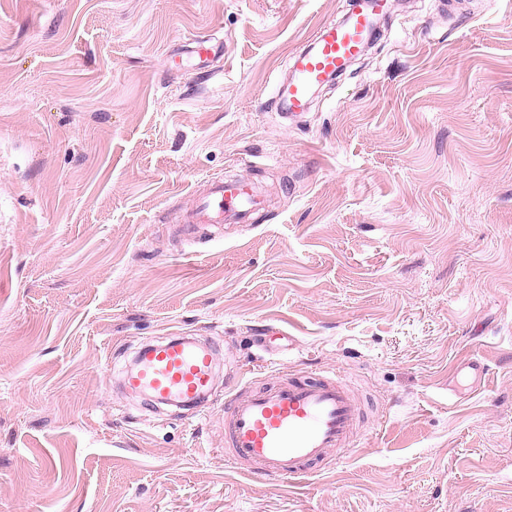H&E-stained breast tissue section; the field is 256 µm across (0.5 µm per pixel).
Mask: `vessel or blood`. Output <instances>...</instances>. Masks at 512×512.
I'll use <instances>...</instances> for the list:
<instances>
[{
	"mask_svg": "<svg viewBox=\"0 0 512 512\" xmlns=\"http://www.w3.org/2000/svg\"><path fill=\"white\" fill-rule=\"evenodd\" d=\"M389 0H354L342 20L320 24L307 46L292 56L293 75L275 91L289 116L304 114L310 96L338 76L365 50ZM264 207L253 185L213 177L181 221L242 223ZM215 350L184 338L145 346L127 370L128 390L161 404L193 406L212 388ZM361 403L340 374L318 379L289 375L224 404V455L254 477L298 479L344 457L352 448Z\"/></svg>",
	"mask_w": 512,
	"mask_h": 512,
	"instance_id": "vessel-or-blood-1",
	"label": "vessel or blood"
}]
</instances>
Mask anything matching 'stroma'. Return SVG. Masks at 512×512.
I'll use <instances>...</instances> for the list:
<instances>
[{"label": "stroma", "instance_id": "stroma-1", "mask_svg": "<svg viewBox=\"0 0 512 512\" xmlns=\"http://www.w3.org/2000/svg\"><path fill=\"white\" fill-rule=\"evenodd\" d=\"M349 9L0 0V512H512V0H394L282 116ZM207 176L258 188L255 222L188 233ZM172 336L217 354L190 422L121 385ZM336 370L364 402L341 461L226 462L229 392ZM391 0H355L340 21L320 24L305 48L291 55L293 75L274 92L289 117L304 114L310 96L338 76L365 50L378 21L391 9Z\"/></svg>", "mask_w": 512, "mask_h": 512}]
</instances>
